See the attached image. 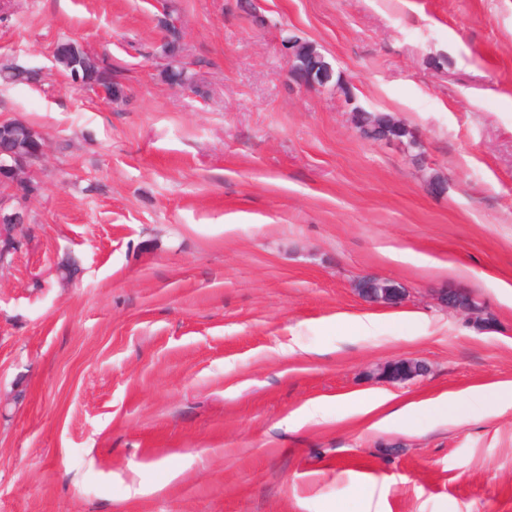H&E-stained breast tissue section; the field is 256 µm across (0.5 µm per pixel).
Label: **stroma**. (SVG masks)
I'll return each instance as SVG.
<instances>
[{
	"instance_id": "35a3bbf8",
	"label": "stroma",
	"mask_w": 512,
	"mask_h": 512,
	"mask_svg": "<svg viewBox=\"0 0 512 512\" xmlns=\"http://www.w3.org/2000/svg\"><path fill=\"white\" fill-rule=\"evenodd\" d=\"M169 2L196 93L164 73L158 0H0V60L46 71L0 86V122L49 142L0 267V512H512V0ZM287 33L354 101L289 83ZM61 40L124 97L54 71ZM366 275L406 301L365 303ZM449 283L495 330L438 304ZM401 358L428 375L376 376ZM476 386L452 424L343 402ZM375 141L392 144L404 155H408L414 160L421 159L420 145L422 147L423 145L414 132L410 131L405 136H394L389 133H383L379 134Z\"/></svg>"
}]
</instances>
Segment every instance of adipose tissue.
Here are the masks:
<instances>
[{
    "instance_id": "1",
    "label": "adipose tissue",
    "mask_w": 512,
    "mask_h": 512,
    "mask_svg": "<svg viewBox=\"0 0 512 512\" xmlns=\"http://www.w3.org/2000/svg\"><path fill=\"white\" fill-rule=\"evenodd\" d=\"M464 401L469 409L476 414L482 413L485 407V392L483 388L472 387L458 394H443L436 398L408 403H394L392 395L386 393L374 394L366 402L351 403L352 411L369 414L383 410V424L390 425L402 422L420 411L433 413L437 417L447 418L449 410L455 401Z\"/></svg>"
}]
</instances>
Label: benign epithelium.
Segmentation results:
<instances>
[{"label":"benign epithelium","mask_w":512,"mask_h":512,"mask_svg":"<svg viewBox=\"0 0 512 512\" xmlns=\"http://www.w3.org/2000/svg\"><path fill=\"white\" fill-rule=\"evenodd\" d=\"M290 57L289 80L305 89H323L333 83L335 70L326 60L317 46L310 42L287 43ZM377 141L392 144L403 154L414 160L421 159V140L413 133L394 136L389 133L378 135ZM46 139L33 128L25 127V145L21 149L0 151V188L8 187L13 194L0 192V264L4 262L19 240L17 231L28 223L26 203L17 204L15 200L25 195L24 187L30 185V168L44 159L47 154ZM357 294L373 305L393 306L406 298L407 289L400 283L378 277H365L356 282ZM439 304L467 315L481 330H489L486 318L481 316L478 302L457 288H448L436 292ZM428 374V368L411 359H397L378 369V375L387 382L403 384Z\"/></svg>","instance_id":"benign-epithelium-1"}]
</instances>
